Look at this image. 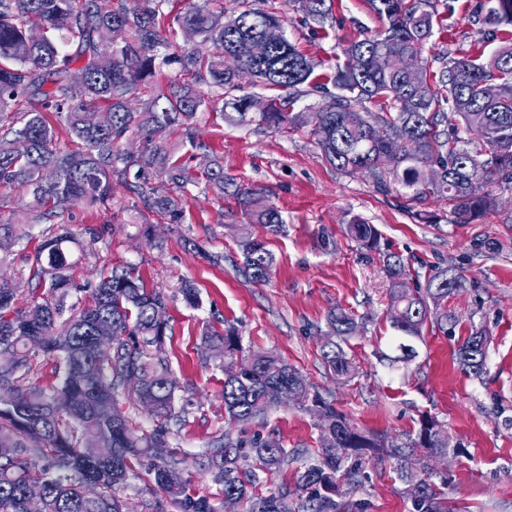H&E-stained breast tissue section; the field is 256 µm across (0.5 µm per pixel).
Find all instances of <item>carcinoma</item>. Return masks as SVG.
I'll list each match as a JSON object with an SVG mask.
<instances>
[{
	"label": "carcinoma",
	"mask_w": 512,
	"mask_h": 512,
	"mask_svg": "<svg viewBox=\"0 0 512 512\" xmlns=\"http://www.w3.org/2000/svg\"><path fill=\"white\" fill-rule=\"evenodd\" d=\"M452 10L451 0H367L384 22L383 29L341 47L334 90L313 81L316 62L300 52L288 37L266 38L281 19L270 11L241 0L240 11L224 17L202 0L173 17L178 27L190 28L213 51L201 57L183 48L175 59L183 81L161 84L160 65L169 61L161 50L172 43L164 36L172 0H0V186L25 189L29 211L48 222L62 217L68 205L104 203L110 197V179L117 176L139 195L146 209L178 218V203L153 185L157 171L183 188L190 182L177 161L153 149L131 154L120 147L133 130L152 137L178 126L194 142L191 121L201 108L226 121H247L252 95H237L238 80L247 73L264 89L286 90L271 100L258 122L281 131L311 127L326 160L344 173L366 172L382 191L399 184L414 199L428 194L448 201L455 223L468 224L497 204V191L512 190V45L497 49L483 61L442 54V86L430 84L429 63L422 60L420 82L400 74L405 53L423 56L439 15L438 2ZM329 0H294L306 18L325 22ZM481 30L484 39L497 37L501 25H512V0H487ZM41 29L30 42L28 31ZM79 68L85 83L75 85L70 72ZM215 90L205 100L197 86ZM317 95L321 104L295 111L304 97ZM142 102L141 110L129 104ZM54 112L67 145L59 146L57 129L45 119ZM20 138L29 149L16 147ZM392 155L388 170L383 160ZM440 167L426 181L424 167ZM208 182L224 189V166L208 155L201 160ZM45 167L57 170L52 183L41 181ZM237 196L255 224L269 234L282 231L281 213L250 187ZM347 233L368 248L378 242L372 224L354 219ZM64 230L46 238L33 262L42 302L27 310L13 307L16 288L0 279V512H123L117 490L130 479H140L161 492L164 500L154 512H235L248 500L250 512H346V495L337 482L341 472L350 487L367 453L394 462L393 471L405 481L419 470L418 488L410 492L413 512H448V477L434 471L433 458L450 451L435 421L424 418L419 431L406 442L388 444L379 436L352 426L319 395H310L302 376L281 358L256 354L224 364V411L233 422L264 418L276 405L277 389L293 392L287 401L324 416L317 461L298 472L295 488L286 484L263 495L257 492L262 476L288 464L290 454L271 440L257 438L244 448L230 435L215 438L204 454V468L222 486L221 507L198 494L191 482L170 484L168 470L182 458L167 447V423L181 420L175 410L178 381L162 356L167 323L155 320V310L167 306L159 291L147 289L131 272L114 273L92 289L91 304L67 319L68 260ZM273 256L261 240L243 252V272L254 282L266 281ZM390 323L397 333L395 361L416 357L413 341L429 323L440 328L452 321L445 310L448 296L460 290L461 280L441 271L424 288L410 285V271L401 259L387 262ZM327 324L333 339L325 344V367L336 376L353 369L342 343L355 329L354 318L343 309L331 311ZM113 336L108 350L97 342L101 331ZM485 332L471 331L458 346L461 370L479 378L486 370ZM240 338L232 328L207 331L203 345L232 355ZM56 355L63 365L59 388L25 384L36 352ZM135 371L141 379L133 399L149 406L159 425L136 434L122 408L119 394L125 376ZM105 439L112 452L98 457L90 445ZM30 484L44 494L26 495Z\"/></svg>",
	"instance_id": "cac0c4a2"
}]
</instances>
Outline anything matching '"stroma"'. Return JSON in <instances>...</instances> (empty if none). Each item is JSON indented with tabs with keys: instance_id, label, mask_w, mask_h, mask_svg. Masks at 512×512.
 I'll list each match as a JSON object with an SVG mask.
<instances>
[{
	"instance_id": "obj_1",
	"label": "stroma",
	"mask_w": 512,
	"mask_h": 512,
	"mask_svg": "<svg viewBox=\"0 0 512 512\" xmlns=\"http://www.w3.org/2000/svg\"><path fill=\"white\" fill-rule=\"evenodd\" d=\"M248 2L280 16L289 39L316 61L317 82L325 84L343 44L383 28L366 0H334L322 25L304 20L291 0ZM479 2L454 0L453 12H440L425 50L433 71L442 68L437 55L486 58L512 44V25L500 27L497 40L484 41ZM193 130L191 142L175 128L150 140L133 131L121 141L131 153L164 149L194 177V185L182 190L165 173L153 176L179 201L175 223L144 209L118 181L107 206L69 205L59 226L29 223L23 209L29 195L0 188V221L22 222L25 232L20 244L0 254V274L17 288L16 307L37 300L34 254L62 226L72 238L68 305H87L94 285L116 269H134L145 287L162 291L168 302L163 355L179 381L175 406L185 416L170 424L167 444L185 459L182 477L213 500H220L221 488L201 468L213 438L226 433L246 444L272 438L290 451H314L321 437L314 412L291 402L270 409L261 421L227 420L221 363L206 359L201 337L205 330L232 326L241 357L268 352L282 358L360 429L402 441L416 434L421 418H432L453 449L447 459L451 512H512V192H499L495 211L458 224L445 200L413 201L399 184L383 192L367 173L337 170L309 129L274 131L200 112ZM204 154L222 162L223 189L200 181ZM240 185L260 190L278 208L285 221L281 234H267L244 214L236 195ZM356 217L377 228V249L347 236L345 227ZM253 239L264 241L274 257L263 283L242 272L243 249ZM393 255L409 265L415 286L426 287L443 270L465 280L448 298L453 328L425 327L416 358L395 364L386 274ZM186 284L197 303L183 297ZM334 308L356 321L344 345L353 363L346 376L332 375L322 358L327 314ZM475 326L489 337L486 372L478 379L456 362L459 344ZM359 480L348 496L352 512H412L407 485L390 461L369 456Z\"/></svg>"
}]
</instances>
